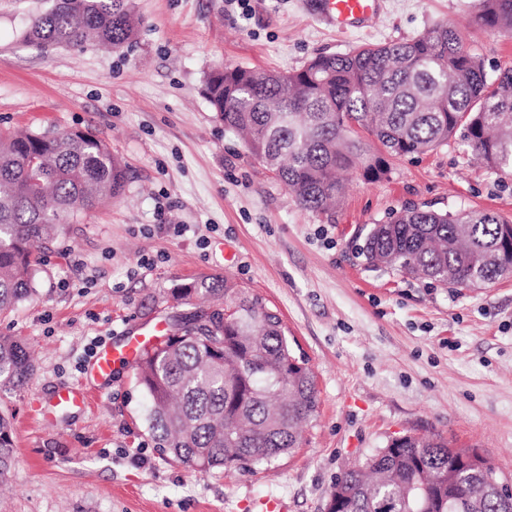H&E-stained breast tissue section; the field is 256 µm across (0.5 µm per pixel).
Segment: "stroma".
I'll use <instances>...</instances> for the list:
<instances>
[{
    "label": "stroma",
    "instance_id": "35a3bbf8",
    "mask_svg": "<svg viewBox=\"0 0 512 512\" xmlns=\"http://www.w3.org/2000/svg\"><path fill=\"white\" fill-rule=\"evenodd\" d=\"M134 0L136 43L43 50L20 34L46 0H0V130L81 129L127 167L124 194L64 225L36 291L0 315L35 372L0 390L15 460L0 512H325L338 474L404 435L488 456L512 484V278L451 290L367 268L358 247L389 213L491 210L512 219V176L457 144L394 159L387 179L346 173L332 216L288 189L216 119L201 93L216 63L278 72L318 53L458 27L487 71L512 39L471 26L479 0H379L371 28L341 33L320 0ZM228 277L278 310L312 368L319 407L302 448L252 472H195L158 448L135 366L107 381L93 349L193 313L176 285ZM79 386L83 407L53 393Z\"/></svg>",
    "mask_w": 512,
    "mask_h": 512
}]
</instances>
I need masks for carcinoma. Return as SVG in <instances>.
I'll return each mask as SVG.
<instances>
[{
  "instance_id": "obj_1",
  "label": "carcinoma",
  "mask_w": 512,
  "mask_h": 512,
  "mask_svg": "<svg viewBox=\"0 0 512 512\" xmlns=\"http://www.w3.org/2000/svg\"><path fill=\"white\" fill-rule=\"evenodd\" d=\"M132 11L133 0H49L23 37L40 48H123L136 37ZM474 24L511 38L512 0H481ZM202 93L297 205L317 214L339 198L340 172L379 181L388 159L451 140L512 175V68L489 75L446 24L407 42L317 55L288 74L219 64ZM125 183L121 159L89 132L0 133L1 314L35 292L36 254L60 226L111 203ZM360 253L370 268L447 288L493 284L512 276V221L485 210L405 208L372 225ZM201 296L220 307L201 324L188 318L178 338L139 354L150 430L173 460L203 474L268 466L302 446L301 424L316 417L313 371L263 298L221 276L172 290L177 303ZM33 371L26 345L0 336V389L23 384ZM14 452L11 424L0 415V478ZM330 498L334 512H512V494L490 460L441 437L392 439L337 476Z\"/></svg>"
}]
</instances>
